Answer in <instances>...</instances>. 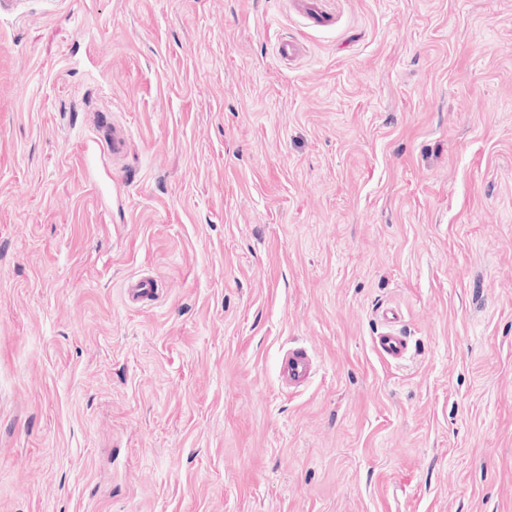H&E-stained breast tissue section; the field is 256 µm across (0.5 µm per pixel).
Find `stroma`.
I'll return each mask as SVG.
<instances>
[{"instance_id":"35a3bbf8","label":"stroma","mask_w":512,"mask_h":512,"mask_svg":"<svg viewBox=\"0 0 512 512\" xmlns=\"http://www.w3.org/2000/svg\"><path fill=\"white\" fill-rule=\"evenodd\" d=\"M331 7L0 12V512H512V0ZM156 293L157 285L148 277L131 279L126 286L127 299L134 303L150 300ZM373 346L383 358L396 363L404 361L409 353L407 336L395 329L374 336ZM314 362L308 351L301 347L290 348L282 360V379L288 386H297L312 376Z\"/></svg>"}]
</instances>
